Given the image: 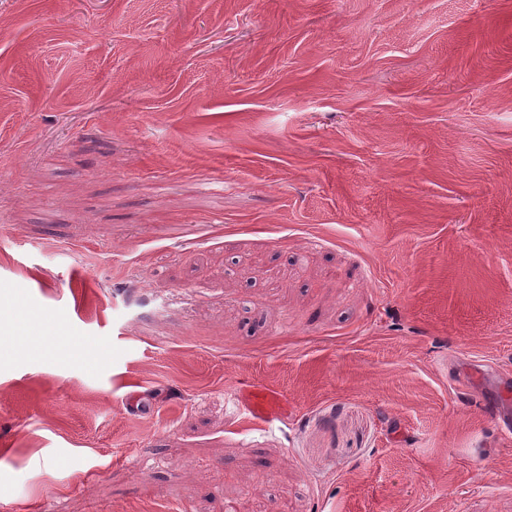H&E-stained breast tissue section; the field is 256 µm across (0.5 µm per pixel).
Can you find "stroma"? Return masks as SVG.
Returning a JSON list of instances; mask_svg holds the SVG:
<instances>
[{"label":"stroma","instance_id":"35a3bbf8","mask_svg":"<svg viewBox=\"0 0 512 512\" xmlns=\"http://www.w3.org/2000/svg\"><path fill=\"white\" fill-rule=\"evenodd\" d=\"M17 296L0 512H512V0H0ZM473 406L484 411L501 429H512V385L505 382L491 396L477 395L472 399ZM233 397L241 411L271 423L283 415L286 404L279 393L265 388L238 389Z\"/></svg>","mask_w":512,"mask_h":512}]
</instances>
